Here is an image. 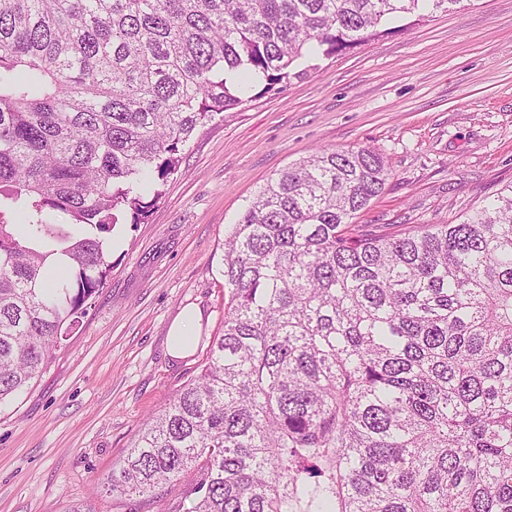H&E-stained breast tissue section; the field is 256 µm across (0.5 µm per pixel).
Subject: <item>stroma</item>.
I'll return each instance as SVG.
<instances>
[{
  "label": "stroma",
  "mask_w": 512,
  "mask_h": 512,
  "mask_svg": "<svg viewBox=\"0 0 512 512\" xmlns=\"http://www.w3.org/2000/svg\"><path fill=\"white\" fill-rule=\"evenodd\" d=\"M367 147L390 173L364 224H455L512 183V0H461L317 60L197 128L53 361L0 407V512H180L189 482L118 496L107 478L224 329L222 246L267 178L323 148ZM194 352L168 332L188 307Z\"/></svg>",
  "instance_id": "stroma-1"
}]
</instances>
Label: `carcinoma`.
Returning a JSON list of instances; mask_svg holds the SVG:
<instances>
[{
    "label": "carcinoma",
    "mask_w": 512,
    "mask_h": 512,
    "mask_svg": "<svg viewBox=\"0 0 512 512\" xmlns=\"http://www.w3.org/2000/svg\"><path fill=\"white\" fill-rule=\"evenodd\" d=\"M462 0H4L0 405L112 272L196 128L379 27ZM389 172L322 149L224 239L223 334L109 491L183 512H512V184L457 224L368 230Z\"/></svg>",
    "instance_id": "cac0c4a2"
}]
</instances>
